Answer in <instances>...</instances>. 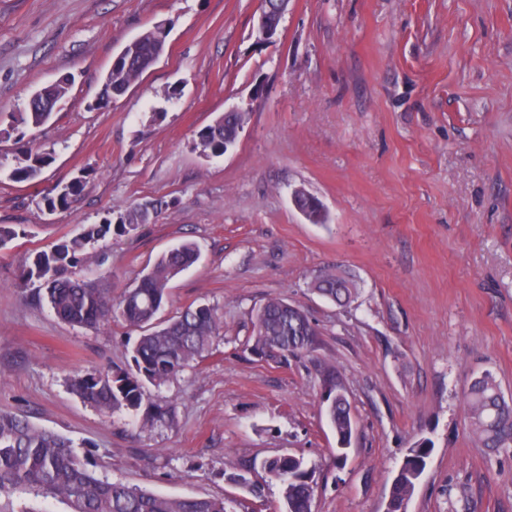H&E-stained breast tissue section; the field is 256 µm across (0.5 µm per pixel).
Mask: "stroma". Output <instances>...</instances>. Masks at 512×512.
I'll use <instances>...</instances> for the list:
<instances>
[{"instance_id":"35a3bbf8","label":"stroma","mask_w":512,"mask_h":512,"mask_svg":"<svg viewBox=\"0 0 512 512\" xmlns=\"http://www.w3.org/2000/svg\"><path fill=\"white\" fill-rule=\"evenodd\" d=\"M259 0H0V411L61 433L99 473L181 497H224L232 512H281L262 459L303 456L313 512H384L409 448L432 452L408 512H512V448L490 455L470 434L463 393L484 370L512 397V0H289L276 41H260ZM157 64L99 105L113 58L154 24ZM72 82L60 111L27 129L52 161L35 181L8 178V129L30 95ZM246 114L219 157L194 146L228 109ZM64 210L43 198L78 172ZM317 197L310 223L291 201ZM149 200V224L100 244L72 277L113 297L169 247L198 262L175 277L163 317L210 305L223 327L208 354L142 412H100L71 388L79 373L124 365L138 336L121 321L58 319L30 255ZM356 279L346 308L311 288L323 270ZM300 307L311 354L246 350L253 310ZM336 372L356 431L345 463L321 402Z\"/></svg>"}]
</instances>
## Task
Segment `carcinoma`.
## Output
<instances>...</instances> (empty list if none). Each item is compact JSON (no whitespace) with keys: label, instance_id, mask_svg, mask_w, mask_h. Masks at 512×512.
I'll return each mask as SVG.
<instances>
[{"label":"carcinoma","instance_id":"carcinoma-1","mask_svg":"<svg viewBox=\"0 0 512 512\" xmlns=\"http://www.w3.org/2000/svg\"><path fill=\"white\" fill-rule=\"evenodd\" d=\"M164 41L160 32L149 28L128 43L127 55L132 62L114 65L108 71L105 99L124 95L151 67ZM51 116L50 112H21L14 123L18 128H39ZM244 123L245 113L226 112L197 133L196 145L206 155L221 156L224 148L236 144ZM49 158L27 147L20 151L8 177L18 183L34 181ZM86 185L87 175L81 173L65 192L46 195L44 205L52 210L65 209ZM151 216L153 212H144L136 204L115 219L85 225L79 235L36 253L22 272L25 280L38 281L44 287L59 319L86 328L118 319L140 331L127 366L86 372L72 380L74 392L103 413L117 408L138 410L145 399V384L159 387L199 362L222 328L218 310L210 305L189 306L167 320L157 319L168 301L170 281L199 260L193 242H180L162 253L117 304L105 289L67 276L68 268L90 257L88 249L95 243L112 233L135 231ZM312 288L339 307L349 306L358 293L353 279L332 272L315 278ZM317 336L316 325L303 310L270 299L257 309L245 347L260 358H285L310 353ZM338 387L334 374H328L322 403L337 441L349 445L354 420L346 395L336 394ZM464 412L470 431L483 447L496 451L512 446V398L505 397L492 371L485 370L470 381ZM431 450V441L426 438L409 449L391 483L392 501L401 503L411 498ZM261 469L281 484L284 512H312L316 482L303 457L284 454L269 458L261 462ZM30 493L58 497L68 512H229L222 498L172 497L100 476L89 468L70 439L40 428L22 415L0 412V497L6 498L0 512H13L12 495Z\"/></svg>","mask_w":512,"mask_h":512}]
</instances>
